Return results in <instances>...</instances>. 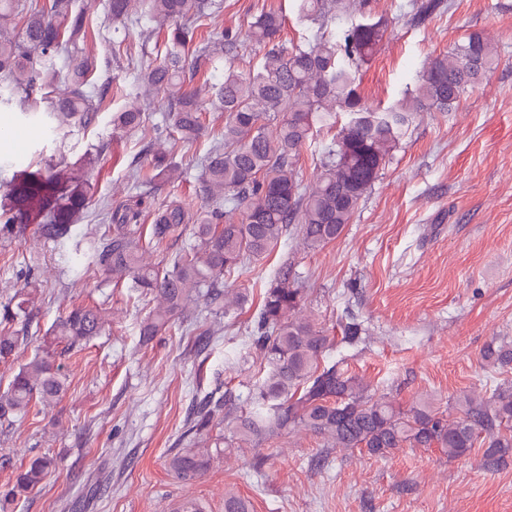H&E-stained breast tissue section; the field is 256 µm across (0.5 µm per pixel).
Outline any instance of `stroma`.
Here are the masks:
<instances>
[{"instance_id": "1", "label": "stroma", "mask_w": 512, "mask_h": 512, "mask_svg": "<svg viewBox=\"0 0 512 512\" xmlns=\"http://www.w3.org/2000/svg\"><path fill=\"white\" fill-rule=\"evenodd\" d=\"M79 2L92 21L86 49L97 61L95 76L110 82L99 117L46 137L17 104L0 105V127L11 131L10 141L0 140V182L42 159L66 169L92 154L87 174L97 203L65 246L30 234L0 243V304L23 288L35 299L30 341L0 362V389L45 350L44 336L71 306L97 307L107 325L61 356L68 389L55 407L35 402L26 416L0 425V485L33 455L59 462L14 512H177L188 497L224 512L228 488L250 512H512V459L494 461L479 445L456 461L437 448L381 458L328 448L302 432L231 449L190 484L165 464L204 398L229 394L241 410L251 408L260 357L247 326L279 268L297 278L305 313L326 334L340 336L351 315L369 327L365 345L341 346L343 367L402 407L430 394L448 414L461 392L512 383V363L483 357L489 346L512 342V0H448L416 26L400 18L407 0H370L372 17L388 21L357 73L373 106L393 104L433 58L469 34L490 38L501 62L457 110L425 113L409 127L336 241L309 251L289 238L268 259L225 275L251 301L234 325L205 312L194 322L176 319L147 344L139 323L152 296L98 273L75 249L105 231L100 203L126 194L128 165L146 141L139 132L113 136L110 119L136 91L135 69L164 45L109 20L107 0ZM270 8L284 16L283 40L305 33L296 0H226L218 23L244 29ZM203 119L205 136L175 144L184 178L162 187L156 202L174 196L199 207V164L223 126L214 111Z\"/></svg>"}]
</instances>
